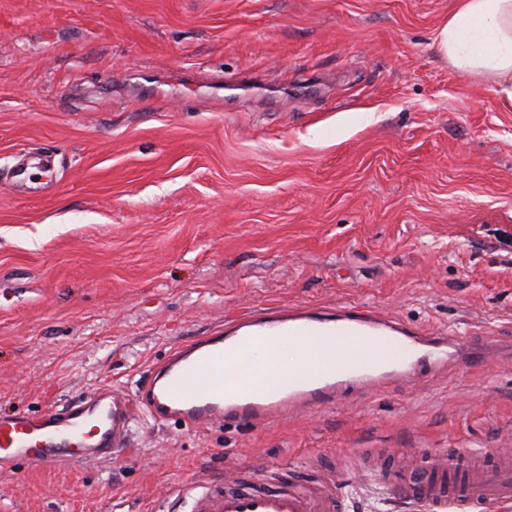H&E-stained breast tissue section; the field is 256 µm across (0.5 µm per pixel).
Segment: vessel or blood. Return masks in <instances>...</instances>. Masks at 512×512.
Instances as JSON below:
<instances>
[{
	"label": "vessel or blood",
	"mask_w": 512,
	"mask_h": 512,
	"mask_svg": "<svg viewBox=\"0 0 512 512\" xmlns=\"http://www.w3.org/2000/svg\"><path fill=\"white\" fill-rule=\"evenodd\" d=\"M279 355L270 379L249 386L224 365H246L271 347ZM465 365L481 361L473 337L424 339L369 311L340 316L302 313L289 325L269 320L227 336H201L175 349L152 370L135 393L104 385L79 401L39 415H0V472L19 462L45 468L81 466L120 454L131 445L141 418L171 421L196 430L227 420L269 422L292 407L335 402L346 387L385 376L413 377L448 359ZM413 471L382 459L374 474L402 493L418 512H503L512 505V455L495 452V466L475 463L470 451H414ZM189 512H339L334 489L299 481L257 490L250 478L213 475L173 493Z\"/></svg>",
	"instance_id": "b4317fda"
}]
</instances>
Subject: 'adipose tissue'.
<instances>
[{"label":"adipose tissue","mask_w":512,"mask_h":512,"mask_svg":"<svg viewBox=\"0 0 512 512\" xmlns=\"http://www.w3.org/2000/svg\"><path fill=\"white\" fill-rule=\"evenodd\" d=\"M436 42L449 65L489 83L512 112V0H456Z\"/></svg>","instance_id":"ef3b65f1"}]
</instances>
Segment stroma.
<instances>
[{
  "label": "stroma",
  "instance_id": "stroma-1",
  "mask_svg": "<svg viewBox=\"0 0 512 512\" xmlns=\"http://www.w3.org/2000/svg\"><path fill=\"white\" fill-rule=\"evenodd\" d=\"M455 0H0V413L126 392L241 315L380 311L469 368L256 427L0 473V512H163L277 467L406 512L369 448H512V112L434 38Z\"/></svg>",
  "mask_w": 512,
  "mask_h": 512
}]
</instances>
